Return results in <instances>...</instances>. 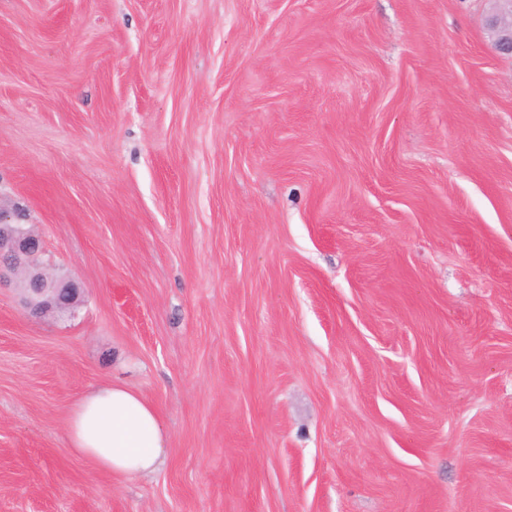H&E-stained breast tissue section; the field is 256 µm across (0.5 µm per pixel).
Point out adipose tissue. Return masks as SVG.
<instances>
[{
  "label": "adipose tissue",
  "mask_w": 512,
  "mask_h": 512,
  "mask_svg": "<svg viewBox=\"0 0 512 512\" xmlns=\"http://www.w3.org/2000/svg\"><path fill=\"white\" fill-rule=\"evenodd\" d=\"M67 437L78 455L118 476L152 474L163 463L166 434L157 409L122 385L83 394L71 410Z\"/></svg>",
  "instance_id": "ef3b65f1"
}]
</instances>
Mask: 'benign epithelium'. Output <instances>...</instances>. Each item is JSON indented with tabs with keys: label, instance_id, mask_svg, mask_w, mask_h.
<instances>
[{
	"label": "benign epithelium",
	"instance_id": "obj_1",
	"mask_svg": "<svg viewBox=\"0 0 512 512\" xmlns=\"http://www.w3.org/2000/svg\"><path fill=\"white\" fill-rule=\"evenodd\" d=\"M496 9L489 20L495 34V48L512 57V0H495ZM40 238L29 224H17L0 210V287L17 283L23 304L32 315L53 314L71 317L80 295V286L72 276L60 277L43 268Z\"/></svg>",
	"mask_w": 512,
	"mask_h": 512
}]
</instances>
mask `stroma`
<instances>
[{
    "instance_id": "35a3bbf8",
    "label": "stroma",
    "mask_w": 512,
    "mask_h": 512,
    "mask_svg": "<svg viewBox=\"0 0 512 512\" xmlns=\"http://www.w3.org/2000/svg\"><path fill=\"white\" fill-rule=\"evenodd\" d=\"M492 0H0V512H512V59ZM161 469L77 455L80 395ZM31 227L0 210V288L15 281L31 315L71 317L81 288L72 276L59 277L43 268L41 240ZM67 437L78 455L118 476L153 474L163 464L166 434L157 409L122 385L83 394L71 410Z\"/></svg>"
}]
</instances>
